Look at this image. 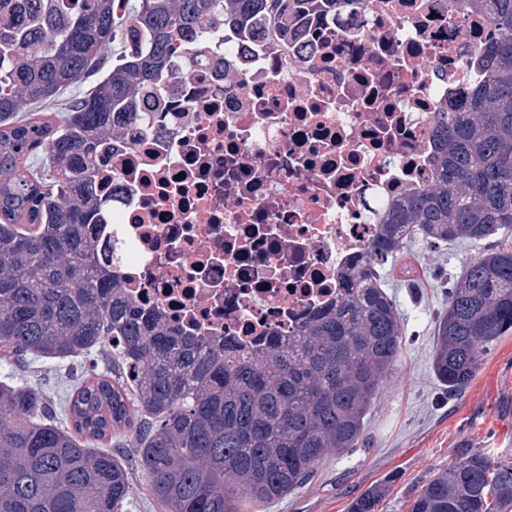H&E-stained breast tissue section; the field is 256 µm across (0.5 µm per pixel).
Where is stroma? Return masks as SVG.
<instances>
[{
  "instance_id": "35a3bbf8",
  "label": "stroma",
  "mask_w": 512,
  "mask_h": 512,
  "mask_svg": "<svg viewBox=\"0 0 512 512\" xmlns=\"http://www.w3.org/2000/svg\"><path fill=\"white\" fill-rule=\"evenodd\" d=\"M480 251L469 243L436 248L417 237L385 266L386 287L404 323L403 346L366 417L363 442L324 459L298 492L264 512H347L353 498L380 482L389 491L378 512H410L430 475L448 468L459 453L480 450L512 459V334L487 350L460 395H450L431 368L435 321L448 305V288ZM109 366L98 350L64 360L0 358V381L36 386L56 401L83 371L103 373Z\"/></svg>"
}]
</instances>
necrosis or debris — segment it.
<instances>
[{
    "label": "necrosis or debris",
    "mask_w": 512,
    "mask_h": 512,
    "mask_svg": "<svg viewBox=\"0 0 512 512\" xmlns=\"http://www.w3.org/2000/svg\"><path fill=\"white\" fill-rule=\"evenodd\" d=\"M490 32L456 0H345L284 45L229 37L100 156L91 247L183 335L291 334L335 305L386 208L430 183L433 116L481 84Z\"/></svg>",
    "instance_id": "1"
}]
</instances>
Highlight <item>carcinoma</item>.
Instances as JSON below:
<instances>
[{
  "instance_id": "carcinoma-1",
  "label": "carcinoma",
  "mask_w": 512,
  "mask_h": 512,
  "mask_svg": "<svg viewBox=\"0 0 512 512\" xmlns=\"http://www.w3.org/2000/svg\"><path fill=\"white\" fill-rule=\"evenodd\" d=\"M0 0V353L67 358L111 344L60 404L0 382V512H125L127 464L94 443L132 433L135 467L164 512H257L298 491L326 455L358 447L366 414L402 350L382 276L420 234L432 246L491 243L448 289L432 370L448 391L473 379L512 333V0H462L493 33L485 78L461 111L434 116L431 184L394 202L341 301L284 342L242 350L191 342L126 295L90 247L94 163L141 105L233 32L288 42L295 12L336 0ZM134 41L106 68L119 33ZM104 73L57 124L45 109ZM43 153L50 175H30ZM380 485L348 512H376ZM411 512H512V461L468 451L423 485Z\"/></svg>"
}]
</instances>
